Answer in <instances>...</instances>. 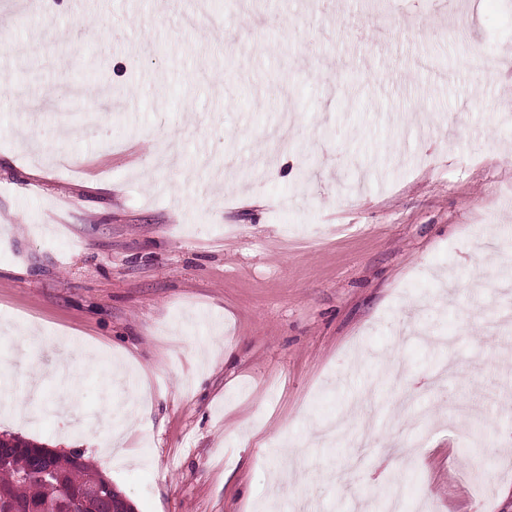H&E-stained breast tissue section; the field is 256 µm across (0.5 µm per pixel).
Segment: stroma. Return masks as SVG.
<instances>
[{"label":"stroma","instance_id":"stroma-1","mask_svg":"<svg viewBox=\"0 0 512 512\" xmlns=\"http://www.w3.org/2000/svg\"><path fill=\"white\" fill-rule=\"evenodd\" d=\"M0 84L1 433L136 512H512V0H32Z\"/></svg>","mask_w":512,"mask_h":512}]
</instances>
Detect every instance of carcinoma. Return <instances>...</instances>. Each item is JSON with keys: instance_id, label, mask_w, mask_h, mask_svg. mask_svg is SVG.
Masks as SVG:
<instances>
[{"instance_id": "1", "label": "carcinoma", "mask_w": 512, "mask_h": 512, "mask_svg": "<svg viewBox=\"0 0 512 512\" xmlns=\"http://www.w3.org/2000/svg\"><path fill=\"white\" fill-rule=\"evenodd\" d=\"M0 512H112V481L79 456L0 439Z\"/></svg>"}]
</instances>
